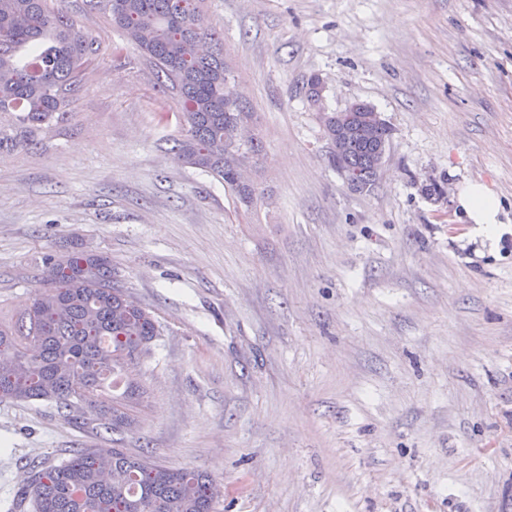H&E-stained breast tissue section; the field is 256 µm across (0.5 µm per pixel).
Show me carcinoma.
Listing matches in <instances>:
<instances>
[{
	"instance_id": "carcinoma-1",
	"label": "carcinoma",
	"mask_w": 512,
	"mask_h": 512,
	"mask_svg": "<svg viewBox=\"0 0 512 512\" xmlns=\"http://www.w3.org/2000/svg\"><path fill=\"white\" fill-rule=\"evenodd\" d=\"M108 9L112 26L152 59L156 79L181 99L182 138L177 162L224 182L238 201L252 204L262 191L241 193L225 159L224 134L251 118L236 78L217 48L216 28L204 23L198 0H88ZM190 41L207 53L191 56ZM99 45L63 8L49 0H0V152L43 141L68 112ZM391 138L382 123L372 134L341 143L345 167L376 184L377 161ZM43 287L14 321H0V401H51L79 429L115 436L135 423L129 395L110 391L149 353L160 335L157 319L130 301L117 284L109 257L85 251L46 259ZM17 512H213L212 483L204 473L151 464L125 449L75 448L60 463L29 465Z\"/></svg>"
}]
</instances>
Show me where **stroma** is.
Here are the masks:
<instances>
[{
  "label": "stroma",
  "mask_w": 512,
  "mask_h": 512,
  "mask_svg": "<svg viewBox=\"0 0 512 512\" xmlns=\"http://www.w3.org/2000/svg\"><path fill=\"white\" fill-rule=\"evenodd\" d=\"M257 121L267 200L175 162L173 90L104 11L101 52L38 150L0 154V318L44 259L108 255L161 326L137 369L132 455L220 485L215 512H512V0H200ZM392 129L347 189L302 84ZM434 180L442 197L427 196ZM486 184L504 230L453 201ZM112 437L0 402V512L26 461Z\"/></svg>",
  "instance_id": "obj_1"
}]
</instances>
